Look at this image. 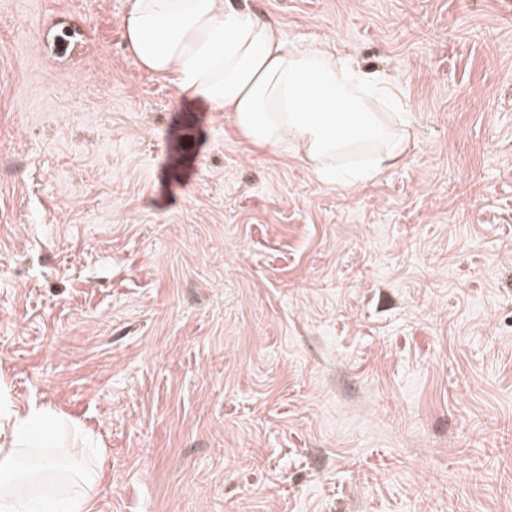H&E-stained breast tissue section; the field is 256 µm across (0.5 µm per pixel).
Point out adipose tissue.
<instances>
[{
    "instance_id": "1",
    "label": "adipose tissue",
    "mask_w": 512,
    "mask_h": 512,
    "mask_svg": "<svg viewBox=\"0 0 512 512\" xmlns=\"http://www.w3.org/2000/svg\"><path fill=\"white\" fill-rule=\"evenodd\" d=\"M123 37L134 60L168 79L180 95L227 113L251 145L292 154L323 181L353 187L371 182L401 158L408 124L394 87L352 66L340 54L286 40L262 17L228 0H126ZM367 162L340 166L356 146ZM10 432L0 437V512H31L37 486L56 480L52 467L21 478L22 455L42 453L36 430L53 412L32 402L0 405ZM68 474L70 491L58 512H95L104 457Z\"/></svg>"
}]
</instances>
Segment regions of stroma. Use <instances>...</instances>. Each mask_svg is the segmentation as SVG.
Returning a JSON list of instances; mask_svg holds the SVG:
<instances>
[{
    "label": "stroma",
    "instance_id": "obj_1",
    "mask_svg": "<svg viewBox=\"0 0 512 512\" xmlns=\"http://www.w3.org/2000/svg\"><path fill=\"white\" fill-rule=\"evenodd\" d=\"M232 2L384 74L407 153L320 181L125 0H0V392L95 437L96 512H512V0Z\"/></svg>",
    "mask_w": 512,
    "mask_h": 512
}]
</instances>
